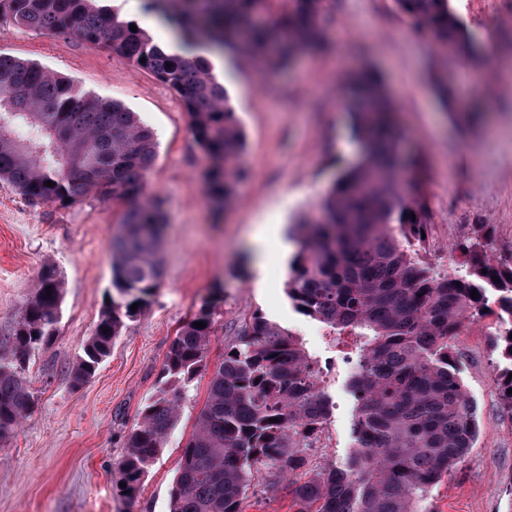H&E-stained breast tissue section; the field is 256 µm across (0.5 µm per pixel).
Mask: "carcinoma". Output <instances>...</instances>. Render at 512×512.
I'll use <instances>...</instances> for the list:
<instances>
[{"instance_id":"obj_1","label":"carcinoma","mask_w":512,"mask_h":512,"mask_svg":"<svg viewBox=\"0 0 512 512\" xmlns=\"http://www.w3.org/2000/svg\"><path fill=\"white\" fill-rule=\"evenodd\" d=\"M142 2L173 33L177 50L140 27L130 30L132 21L104 0H0V24L105 47L168 85L188 112L194 142L211 160L209 192L227 204L247 175L245 135L202 52L263 72L287 68L320 44L323 0ZM394 3L435 45L465 43L449 0ZM354 81L346 108L362 158L317 201L323 221L302 230L287 292L336 343L353 339L357 448L344 467L310 473L305 450L315 447L330 413L319 361L291 331L254 313L211 370L213 311L204 306L172 341L158 386L127 439L119 464L129 495L164 448L189 383L208 369L207 399L185 444L170 512H240L263 469L289 476L297 512H429L432 489L473 447L476 406L458 376L455 340L465 314L483 315L486 290L493 288L502 293L505 316L491 336L505 342L502 355L512 363V264L491 263L481 228L463 244L471 279L441 277L418 265L411 248L423 243L430 220L425 159L419 153L401 168L391 101L372 71ZM157 148L154 132L122 103L0 53V182L34 203L72 204L94 192L122 206L112 234L115 294L73 370L76 384L109 356L123 321L136 316L131 306H144L159 285L163 200L146 196ZM62 300V281L44 269L10 350L0 353V438L32 404L25 365L56 336ZM197 321L205 327L193 326ZM510 374L512 366L500 376V404L512 411Z\"/></svg>"}]
</instances>
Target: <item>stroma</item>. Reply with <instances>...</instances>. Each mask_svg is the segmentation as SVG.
<instances>
[{"label": "stroma", "instance_id": "stroma-1", "mask_svg": "<svg viewBox=\"0 0 512 512\" xmlns=\"http://www.w3.org/2000/svg\"><path fill=\"white\" fill-rule=\"evenodd\" d=\"M465 34L469 70L480 82L465 103L480 102L483 121L444 107L437 78L457 83L455 54L432 51L393 0H324L325 51L302 55L290 69L259 73L218 57L215 71L245 134L250 169L234 197L215 209L208 192L209 159L193 142L175 92L152 74L76 38L0 25V52L31 60L83 89L123 103L151 128L157 159L147 191L163 199L162 277L148 302L127 320L95 374L75 384L83 354L112 281L110 243L119 207L88 194L67 206L34 205L0 182V344H6L44 268L63 283V303L51 344L31 355L24 375L33 395L25 419L0 441V512H169L184 445L203 407L209 377L197 375L183 399L165 447L136 496L122 488L117 466L139 413L155 392L170 344L202 304L214 303L207 361L221 362L241 322L261 314L292 331L322 365L331 402L310 472L344 465L356 448L357 400L350 379L358 361L351 345L322 340L321 323L299 312L287 294L289 265L257 282L246 240L260 225L289 239L311 219L355 144L339 106L351 75L374 68L398 109L401 149L425 151L430 221L420 250L424 266L468 278L460 242L488 225V255L512 262V0H450ZM494 47L495 69L486 67ZM499 311L466 319L455 342L458 372L477 407L479 435L468 454L431 492V512H512V411L498 398L507 362L490 330ZM241 512H295L287 479L260 472Z\"/></svg>", "mask_w": 512, "mask_h": 512}]
</instances>
